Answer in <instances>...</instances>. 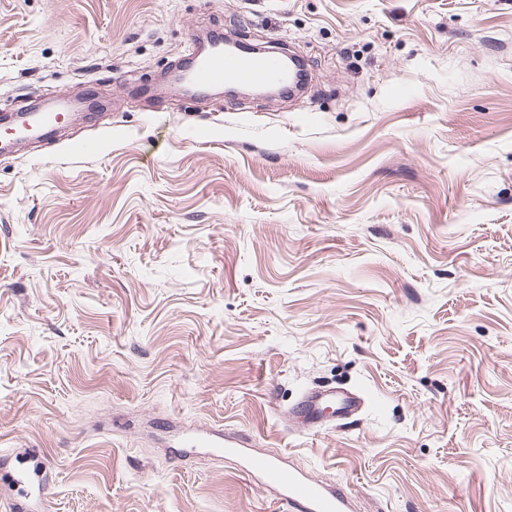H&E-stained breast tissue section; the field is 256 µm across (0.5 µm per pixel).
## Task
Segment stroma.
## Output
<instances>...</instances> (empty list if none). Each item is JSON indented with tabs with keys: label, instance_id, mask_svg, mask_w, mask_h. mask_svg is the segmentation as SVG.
<instances>
[{
	"label": "stroma",
	"instance_id": "obj_1",
	"mask_svg": "<svg viewBox=\"0 0 512 512\" xmlns=\"http://www.w3.org/2000/svg\"><path fill=\"white\" fill-rule=\"evenodd\" d=\"M207 29L307 89L158 98ZM78 94L0 156V455L43 512H286L171 439L212 424L354 512H512V0H0V110ZM320 386L367 404L289 421Z\"/></svg>",
	"mask_w": 512,
	"mask_h": 512
}]
</instances>
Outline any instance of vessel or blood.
<instances>
[{
    "label": "vessel or blood",
    "mask_w": 512,
    "mask_h": 512,
    "mask_svg": "<svg viewBox=\"0 0 512 512\" xmlns=\"http://www.w3.org/2000/svg\"><path fill=\"white\" fill-rule=\"evenodd\" d=\"M288 72L272 57L249 54H228L217 46L194 56L193 64L177 75L174 89H188L203 96L213 90L233 83L245 86H266L287 82ZM68 103L47 111H32L24 115L10 137L0 140V149L10 150L16 139L33 135H50L59 123ZM366 404L362 394L343 389H312L302 394L292 415L309 424L320 423L324 418L342 419L358 414ZM183 447L203 450L211 456H221L229 448L245 449V471L259 479L267 488L276 491L290 512H349V500L343 490L332 489L320 480L295 472L283 462L260 452H248L247 440L239 435H228L223 430L198 429L180 438ZM21 484L36 487L38 499L23 494L14 498L12 512H38L39 498L47 497L52 485L49 471L22 474Z\"/></svg>",
    "instance_id": "1"
}]
</instances>
